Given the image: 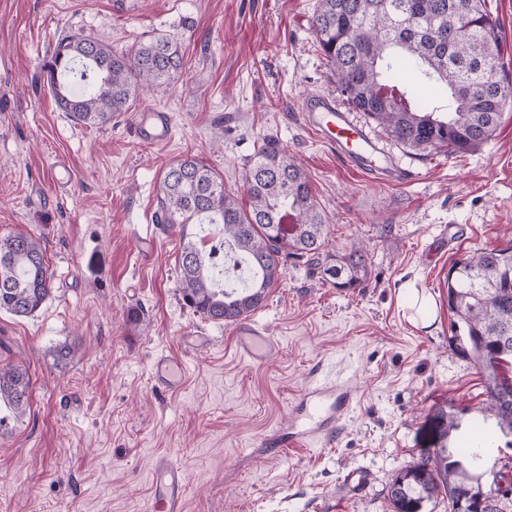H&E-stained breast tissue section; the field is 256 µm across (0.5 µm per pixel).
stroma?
<instances>
[{
  "label": "stroma",
  "mask_w": 512,
  "mask_h": 512,
  "mask_svg": "<svg viewBox=\"0 0 512 512\" xmlns=\"http://www.w3.org/2000/svg\"><path fill=\"white\" fill-rule=\"evenodd\" d=\"M315 3L0 0V238L41 236L54 273L39 312L0 311V367L32 377L26 415L0 424V512H148L161 455L185 473L186 512H392L387 490L432 451L436 410L465 429L481 419L483 375L448 347L446 276L469 251L512 243V110L476 150L427 158L354 113L406 176L382 183L350 169L301 116L306 93H337L313 45ZM486 6L512 84V0ZM70 34L118 53L166 36L180 42L183 67L107 125L80 126L42 80ZM148 108L171 115L169 143L138 138ZM266 136L308 173L328 249L364 245L370 273L340 291L288 264L249 317L277 343L252 362L236 350L235 325L184 301L179 237L154 214L170 162L203 156L237 189ZM59 159L70 168L60 194ZM62 343L73 352L60 363ZM161 353L183 363L181 387L156 385ZM327 374L352 408L318 442L281 446ZM351 472L362 482L345 483Z\"/></svg>",
  "instance_id": "1"
}]
</instances>
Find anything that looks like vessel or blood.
I'll list each match as a JSON object with an SVG mask.
<instances>
[{"mask_svg": "<svg viewBox=\"0 0 512 512\" xmlns=\"http://www.w3.org/2000/svg\"><path fill=\"white\" fill-rule=\"evenodd\" d=\"M302 115L306 125L318 138L332 147L348 165L361 173L381 180L398 178L395 161L373 139L364 127L357 124L335 97L324 94H310L302 101ZM139 138L148 144L164 143L173 137V124L166 113L147 110L140 117ZM240 354L252 361L264 360L274 349L273 339L253 323L240 324L236 331ZM153 377L158 386L176 388L184 378V368L176 358L161 353L153 363ZM336 384L330 380L315 382L306 393V401L327 400V419L348 409L349 400L335 398ZM153 477V512H186L184 494L185 476L173 460L167 457L156 459Z\"/></svg>", "mask_w": 512, "mask_h": 512, "instance_id": "b4317fda", "label": "vessel or blood"}]
</instances>
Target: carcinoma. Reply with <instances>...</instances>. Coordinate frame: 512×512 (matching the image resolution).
Listing matches in <instances>:
<instances>
[{
    "mask_svg": "<svg viewBox=\"0 0 512 512\" xmlns=\"http://www.w3.org/2000/svg\"><path fill=\"white\" fill-rule=\"evenodd\" d=\"M311 30L351 108L421 156L480 147L501 123L499 100L512 96L499 78L496 23L485 0H316ZM181 64L178 42L167 37L118 54L101 40L67 35L43 80L72 122L102 127L129 109L139 88L170 80ZM242 181L244 202L196 156L164 172L155 221L179 235L181 292L195 313L220 324L247 318L264 305L290 260L338 289L367 280L362 248L327 250L330 224L309 177L277 139L259 143ZM53 279L41 238L18 232L0 239V310L34 315L51 297ZM448 310L451 350L485 376L483 421L493 419L512 435V245L477 249L454 263ZM31 393L27 369L0 368V405L20 419ZM434 424L432 453L388 489L393 512H422L441 496L448 512H503L512 503L508 466L484 488L491 447L450 445L460 424L444 408Z\"/></svg>",
    "mask_w": 512,
    "mask_h": 512,
    "instance_id": "1",
    "label": "carcinoma"
}]
</instances>
